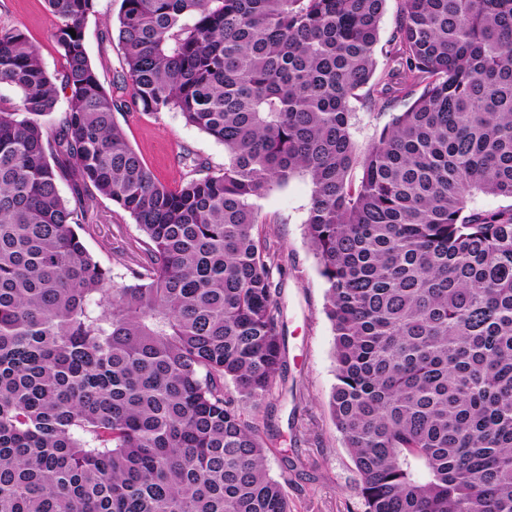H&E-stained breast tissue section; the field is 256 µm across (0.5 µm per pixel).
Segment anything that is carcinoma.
I'll return each instance as SVG.
<instances>
[{
	"label": "carcinoma",
	"instance_id": "obj_1",
	"mask_svg": "<svg viewBox=\"0 0 512 512\" xmlns=\"http://www.w3.org/2000/svg\"><path fill=\"white\" fill-rule=\"evenodd\" d=\"M46 2L55 73L0 23V512H292L256 424L285 341L257 200L295 176L361 512H512V0H398L382 70L387 0H121L126 99L95 0ZM399 97L359 145L351 103ZM128 105L224 166L160 183ZM96 194L145 237L122 283L80 234ZM120 8V0H95V12L85 24V45L91 62L97 67L106 86L123 65V53L112 29ZM397 10V1L390 0L386 4L385 13L383 15L381 24H380V32H379V45L377 48V60H378V69L385 68L389 63V59L385 56L384 49L387 50V41L389 40L391 33L394 28L395 16ZM383 48V53H381L380 49Z\"/></svg>",
	"mask_w": 512,
	"mask_h": 512
}]
</instances>
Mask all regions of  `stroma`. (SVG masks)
I'll use <instances>...</instances> for the list:
<instances>
[{
    "label": "stroma",
    "mask_w": 512,
    "mask_h": 512,
    "mask_svg": "<svg viewBox=\"0 0 512 512\" xmlns=\"http://www.w3.org/2000/svg\"><path fill=\"white\" fill-rule=\"evenodd\" d=\"M120 0H95V11L85 24V45L104 83H111L123 65V53L112 21ZM0 22L20 27L39 49L48 70L62 66L52 38L54 18L45 0H0ZM130 145L155 178L176 186L193 159L211 167L224 163V147L176 112L146 114L134 109L117 112ZM310 203L306 178L258 199L262 215L270 218L267 239L282 256L283 273L277 296L285 324L286 369L264 404L258 424L267 443L272 477L282 471V456L291 457L296 470L287 487L294 512H356L354 465L327 408L335 383L333 332L324 313L326 286L320 277L305 232ZM91 225L84 244L114 279L140 252L143 236L128 213L102 196L89 203Z\"/></svg>",
    "instance_id": "obj_1"
}]
</instances>
